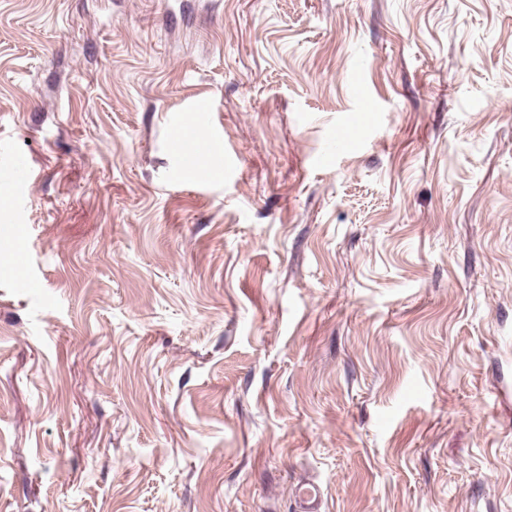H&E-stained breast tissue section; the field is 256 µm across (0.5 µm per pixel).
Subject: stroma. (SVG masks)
Here are the masks:
<instances>
[{"label":"stroma","mask_w":512,"mask_h":512,"mask_svg":"<svg viewBox=\"0 0 512 512\" xmlns=\"http://www.w3.org/2000/svg\"><path fill=\"white\" fill-rule=\"evenodd\" d=\"M13 152L0 512H512V0H0ZM177 164L182 178L192 183L210 182L211 176L201 173L190 165L193 154L198 149V145L187 137H180L177 141ZM31 172L30 160L22 154H11L3 166V175L12 181L18 189L27 185ZM296 511L298 512H320L322 502V491L316 484H303L296 488L293 493Z\"/></svg>","instance_id":"35a3bbf8"}]
</instances>
